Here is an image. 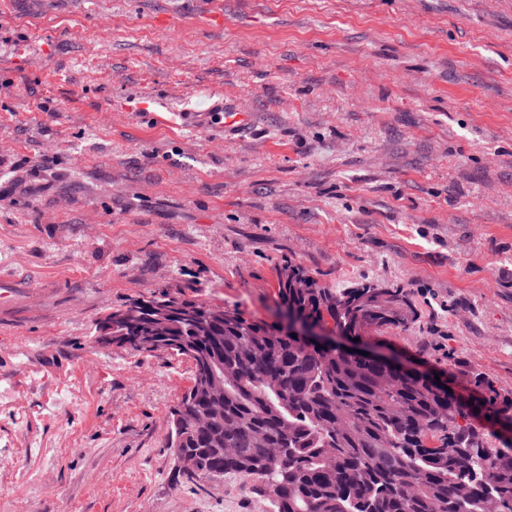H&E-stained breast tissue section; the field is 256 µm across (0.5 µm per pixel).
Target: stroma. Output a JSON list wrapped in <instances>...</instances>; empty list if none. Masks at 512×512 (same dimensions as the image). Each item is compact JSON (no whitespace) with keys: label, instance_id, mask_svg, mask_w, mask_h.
Segmentation results:
<instances>
[{"label":"stroma","instance_id":"stroma-1","mask_svg":"<svg viewBox=\"0 0 512 512\" xmlns=\"http://www.w3.org/2000/svg\"><path fill=\"white\" fill-rule=\"evenodd\" d=\"M288 264L512 392V0H0V512H265L174 480L188 363L93 334L161 291L275 321ZM372 288H384V293L388 295V298L384 300V302L392 308L403 311L405 316H403L401 320H392L388 317L390 313L384 307L359 303L356 311L360 312L366 325L370 326L378 333H384L393 328H409L415 321L417 312L415 305L404 294L403 290L401 288H395L394 286L388 288L380 282H375Z\"/></svg>","mask_w":512,"mask_h":512}]
</instances>
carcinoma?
Returning a JSON list of instances; mask_svg holds the SVG:
<instances>
[{"instance_id":"cac0c4a2","label":"carcinoma","mask_w":512,"mask_h":512,"mask_svg":"<svg viewBox=\"0 0 512 512\" xmlns=\"http://www.w3.org/2000/svg\"><path fill=\"white\" fill-rule=\"evenodd\" d=\"M308 279L307 288L278 282L274 323L166 292L151 297L174 308L159 323L168 338L160 350L183 358L184 341L200 355L190 367L191 396L171 413L168 447L197 454L201 467L177 476L207 489L234 475L268 496L270 512H484L489 493L512 501V453L490 447L474 425L482 417L512 430V397L473 371L480 397L468 404L450 377L292 337L296 323L331 322L332 333L348 334L344 303L367 288ZM385 294L405 316L392 320L385 308L361 303L366 325L378 333L409 328L415 305L400 288ZM95 342L141 351L116 320L96 324ZM209 370L224 372V413L199 427L210 398L196 384ZM260 435L286 453L262 451Z\"/></svg>"}]
</instances>
